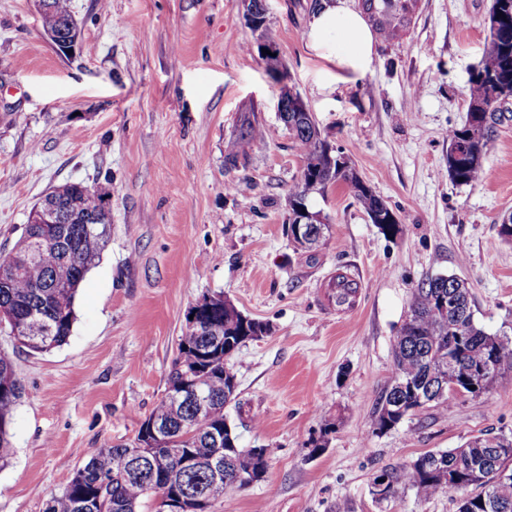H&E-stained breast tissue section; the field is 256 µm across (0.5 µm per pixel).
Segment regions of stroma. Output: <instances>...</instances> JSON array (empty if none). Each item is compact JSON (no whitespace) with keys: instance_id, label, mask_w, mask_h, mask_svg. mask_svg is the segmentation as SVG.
I'll use <instances>...</instances> for the list:
<instances>
[{"instance_id":"35a3bbf8","label":"stroma","mask_w":512,"mask_h":512,"mask_svg":"<svg viewBox=\"0 0 512 512\" xmlns=\"http://www.w3.org/2000/svg\"><path fill=\"white\" fill-rule=\"evenodd\" d=\"M313 3L266 0L286 83L402 224L385 236L334 184L310 200L331 221L310 255L288 235L303 159L239 0H71L80 34L69 57L32 0H0V254L56 186L112 197L110 240L78 290L67 343L33 353L0 328L24 386L0 512H44L96 449L134 438L168 387L188 308L219 292L270 326L232 356L240 404L225 410L241 447L269 457L264 481L228 491L213 512H457L455 492L378 503L372 478L480 433L512 434V371L491 393L449 398L385 433L374 425L394 338L428 277L467 281L476 323L512 339V242L499 236L512 214V119L495 129L480 184L448 174L491 0H420L406 36L377 41L364 75L333 86L306 46ZM245 112L270 136L229 169ZM339 271L359 286L346 310L328 298Z\"/></svg>"}]
</instances>
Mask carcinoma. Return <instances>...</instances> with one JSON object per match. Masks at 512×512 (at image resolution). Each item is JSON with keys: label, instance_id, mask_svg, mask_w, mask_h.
<instances>
[{"label": "carcinoma", "instance_id": "obj_1", "mask_svg": "<svg viewBox=\"0 0 512 512\" xmlns=\"http://www.w3.org/2000/svg\"><path fill=\"white\" fill-rule=\"evenodd\" d=\"M420 0H359L374 31L385 41L401 38L409 30ZM489 39L480 68L472 74L465 123L448 132V171L454 181L478 185L495 125L503 113L489 112L486 76L494 74L500 95L512 97V0H492ZM75 20L71 0H49L40 14L43 32L68 31ZM288 131L301 154L306 172L288 193V223H295L298 208L309 198L324 194L339 182L347 184L365 209L371 223L388 235L384 224L392 209L359 176L355 167L339 169L325 154L313 113H288ZM266 129L244 117L239 138L228 146L225 164L237 167L240 157L260 148ZM64 205L76 216L71 224H26L11 252L0 255V324L31 352L44 353L64 345L75 321L74 301L91 265L108 243L111 221L90 223L103 208L82 182H66ZM338 306L353 304L357 283L339 273L330 284ZM200 324L185 328L179 338L168 387L151 413L141 422L133 440L102 448L78 468L65 489L50 497L45 512H155L158 488L168 495L197 501L201 512H211L215 502L231 489H241L243 473L258 482L264 463L239 445L236 426H230L233 444L224 443V408L237 400L231 384L237 381L229 359L249 340L239 335L240 319L224 310V295H212V307L199 313ZM224 328L222 338L210 326ZM395 376L381 394L375 411L376 430L395 429L405 415L434 407H448V396H426L448 382V358L459 371L483 370L479 392L495 389L512 370V342L491 335L474 320L470 288L454 276L431 277L412 294L407 314L392 347ZM23 385L12 360L0 354V458L10 445V429ZM208 400L210 426L196 423L200 406L196 395ZM154 424L157 436L143 435ZM139 448L138 462L127 460L128 448ZM486 439L477 436L459 448L429 451L400 466L384 469L391 495L408 488L420 498L439 492H461L458 512H512V436L497 437L488 464H483ZM223 476L212 474L215 465Z\"/></svg>", "mask_w": 512, "mask_h": 512}]
</instances>
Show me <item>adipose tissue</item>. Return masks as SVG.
I'll list each match as a JSON object with an SVG mask.
<instances>
[{
    "mask_svg": "<svg viewBox=\"0 0 512 512\" xmlns=\"http://www.w3.org/2000/svg\"><path fill=\"white\" fill-rule=\"evenodd\" d=\"M309 43L316 56L335 67L339 81L363 74L376 53L369 25L347 0H334L313 15Z\"/></svg>",
    "mask_w": 512,
    "mask_h": 512,
    "instance_id": "adipose-tissue-1",
    "label": "adipose tissue"
}]
</instances>
